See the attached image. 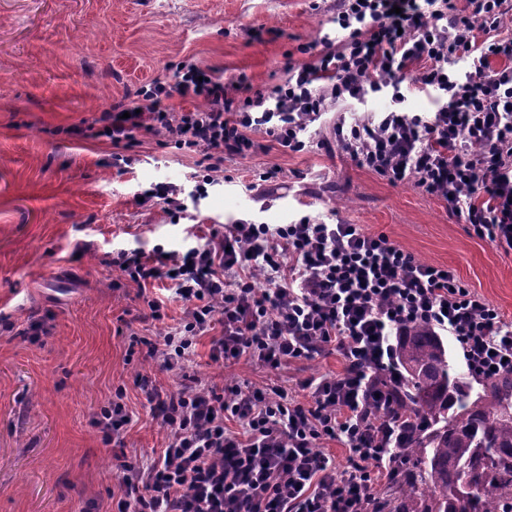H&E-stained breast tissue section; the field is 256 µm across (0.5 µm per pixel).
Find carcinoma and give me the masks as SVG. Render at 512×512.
Masks as SVG:
<instances>
[{"label":"carcinoma","instance_id":"obj_1","mask_svg":"<svg viewBox=\"0 0 512 512\" xmlns=\"http://www.w3.org/2000/svg\"><path fill=\"white\" fill-rule=\"evenodd\" d=\"M403 381L378 425L402 416L408 464L399 493L372 502L373 512H512V374L481 383L455 375L448 347L432 328L412 325L398 337Z\"/></svg>","mask_w":512,"mask_h":512}]
</instances>
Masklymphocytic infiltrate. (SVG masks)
Segmentation results:
<instances>
[{"instance_id": "obj_1", "label": "lymphocytic infiltrate", "mask_w": 512, "mask_h": 512, "mask_svg": "<svg viewBox=\"0 0 512 512\" xmlns=\"http://www.w3.org/2000/svg\"><path fill=\"white\" fill-rule=\"evenodd\" d=\"M509 18L512 0H336L335 32L323 35L315 62L292 68L271 91L235 103L221 75L186 62L174 86L153 82L131 104L102 112L96 134L112 142L121 170L135 161L139 129L198 153L194 191L203 197L222 178L225 157L254 153L265 137L302 151L328 102H362L388 88L387 111L337 121L345 155L446 201L470 235L511 255ZM493 57L504 67L490 69ZM462 60L470 69L460 76L454 66ZM410 77L441 96L432 115L403 110L401 85ZM174 92L203 99V108L171 113L164 101ZM112 264L141 288L174 279L184 304L178 327L141 340L178 387L146 392L168 442L158 459L120 464L116 512H367L404 457L399 424L380 430L370 418L387 406L384 383L401 380L396 336L425 324L455 338L473 378L512 372V323L497 308L452 269L420 262L357 224L241 220L184 254L121 251ZM257 271L268 284L260 292L248 280ZM216 321L224 331L212 340L213 361L244 358L277 370L333 351L345 369L302 382L304 404L278 384L203 387L188 368ZM229 419L238 430L226 427ZM327 439L346 444L345 469L318 450Z\"/></svg>"}]
</instances>
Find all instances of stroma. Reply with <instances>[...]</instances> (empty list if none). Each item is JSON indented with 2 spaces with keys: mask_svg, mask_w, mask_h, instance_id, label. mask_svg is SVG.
Segmentation results:
<instances>
[{
  "mask_svg": "<svg viewBox=\"0 0 512 512\" xmlns=\"http://www.w3.org/2000/svg\"><path fill=\"white\" fill-rule=\"evenodd\" d=\"M336 0H0V512H112L123 494L117 456L148 462L167 438L139 386L173 389L135 336H154L147 302L160 300L166 326L184 312L172 283L126 282L117 252L179 253L202 247L211 229L238 220L277 226L302 217L361 225L385 234L417 260L451 268L512 319V255L470 236L442 200L413 183L392 184L344 157L338 117L354 122L391 105L390 89L366 102L329 104L306 146L277 143L224 160V181L192 195L197 154L135 131L137 161L111 166L113 147L83 137L111 105L146 83L172 81L191 61L254 90L283 83L289 67L313 63ZM277 170L272 194L249 190ZM169 182L183 189L180 219L141 192ZM46 323L39 340L31 324ZM211 335L198 339L190 371L205 387L279 384L303 399L301 382L340 373L333 352L272 371L242 359L217 363ZM123 392L131 417L122 443L104 445L95 412Z\"/></svg>",
  "mask_w": 512,
  "mask_h": 512,
  "instance_id": "35a3bbf8",
  "label": "stroma"
}]
</instances>
